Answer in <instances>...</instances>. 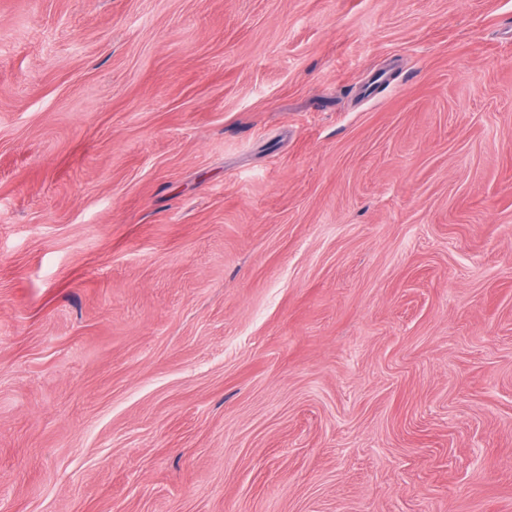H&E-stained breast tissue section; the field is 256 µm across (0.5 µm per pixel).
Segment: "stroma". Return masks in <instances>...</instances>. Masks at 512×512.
I'll list each match as a JSON object with an SVG mask.
<instances>
[{
    "label": "stroma",
    "instance_id": "obj_1",
    "mask_svg": "<svg viewBox=\"0 0 512 512\" xmlns=\"http://www.w3.org/2000/svg\"><path fill=\"white\" fill-rule=\"evenodd\" d=\"M0 512H512V0H0Z\"/></svg>",
    "mask_w": 512,
    "mask_h": 512
}]
</instances>
